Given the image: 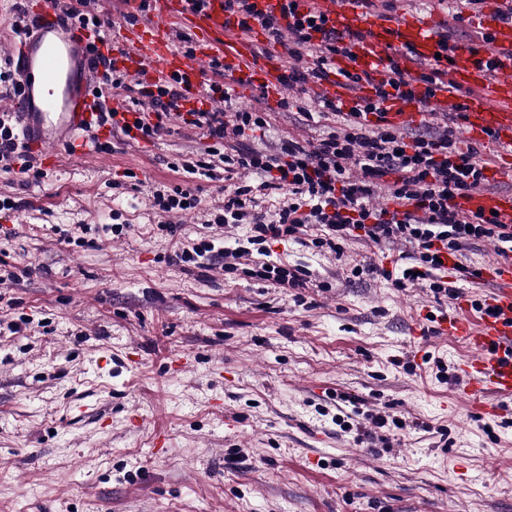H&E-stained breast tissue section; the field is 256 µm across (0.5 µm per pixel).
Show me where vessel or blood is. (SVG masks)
I'll use <instances>...</instances> for the list:
<instances>
[{"label": "vessel or blood", "instance_id": "obj_1", "mask_svg": "<svg viewBox=\"0 0 512 512\" xmlns=\"http://www.w3.org/2000/svg\"><path fill=\"white\" fill-rule=\"evenodd\" d=\"M299 10L318 6L330 26L338 31L363 30L356 48L355 65L371 72L383 69L390 49L413 50L431 58L440 47L429 24L412 19L390 24L363 17L353 0H297ZM151 23L120 31L112 39V53L124 61L133 76L152 78L187 75L184 93L189 100L204 95L202 66L212 57L234 68L242 87L263 83L273 92H285L280 79L282 48H274L263 63H256L252 41L243 36L225 14L222 0H210L201 11L187 9L185 0H151ZM62 0H39L28 9L24 31L9 56L19 84L9 101L18 117V130L26 151L41 165L54 166L56 149L83 157L93 147L91 138L111 137V127L98 126L94 90L99 73L86 51L90 33L81 26H63ZM191 30L195 52L186 57L171 44L173 29ZM495 51L479 55L465 49L449 51V68L455 81L479 88L466 103L467 120L460 138L481 141L495 132L502 154L512 157V22L494 23ZM419 99L398 97L388 106L396 125H411L420 116ZM464 210L496 216L512 225V193L473 195L462 200ZM480 279L487 294L479 305L460 302L441 315L435 329L440 336L461 343L470 352L456 367L458 388L482 415L499 410L498 399L512 398V260L489 263Z\"/></svg>", "mask_w": 512, "mask_h": 512}]
</instances>
